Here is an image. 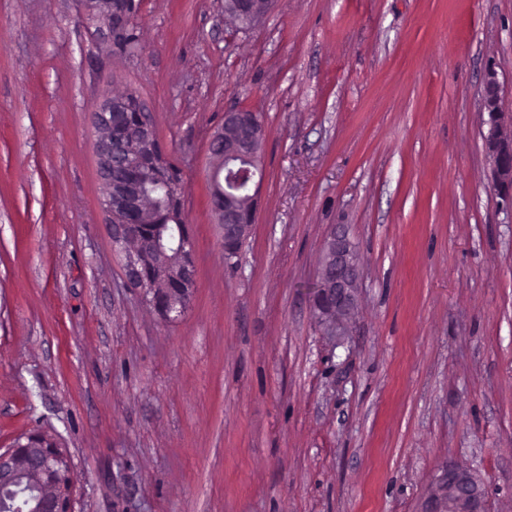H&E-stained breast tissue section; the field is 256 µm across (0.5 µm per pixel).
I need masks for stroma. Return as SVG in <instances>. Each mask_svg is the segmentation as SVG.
<instances>
[{
  "label": "stroma",
  "mask_w": 512,
  "mask_h": 512,
  "mask_svg": "<svg viewBox=\"0 0 512 512\" xmlns=\"http://www.w3.org/2000/svg\"><path fill=\"white\" fill-rule=\"evenodd\" d=\"M0 0V448L54 438L72 512H424L446 465L512 512V210L482 136L512 115V0ZM141 99L183 179L196 286L162 316L100 205L94 114ZM264 125L256 222L224 259L209 140ZM348 336L312 296L334 231ZM91 9L104 11L108 18L107 26L112 32L113 43L121 40L125 31L132 24L133 14L129 11L128 0H86ZM136 41L133 24L127 32L123 42L117 45V49L124 50L128 44ZM272 0H226L224 2V17L235 21L239 28L256 25L269 11ZM246 22V26H241ZM362 270L354 244L343 234L331 233L313 293L317 318L332 336H341L347 316L356 305Z\"/></svg>",
  "instance_id": "1"
}]
</instances>
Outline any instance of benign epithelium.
Wrapping results in <instances>:
<instances>
[{"label": "benign epithelium", "mask_w": 512, "mask_h": 512, "mask_svg": "<svg viewBox=\"0 0 512 512\" xmlns=\"http://www.w3.org/2000/svg\"><path fill=\"white\" fill-rule=\"evenodd\" d=\"M91 9L105 12L113 41L121 40L132 24L128 0H86ZM272 0H225L224 15L237 24L259 23ZM488 112L484 148L493 164V187L501 201L512 208V130L505 128L500 112L496 75L488 74L481 92ZM99 137L96 153L103 191L101 205L112 224L113 245L125 255V269L132 283L144 290L149 302L163 314L174 310L173 297L187 303L196 282L195 248L187 225L173 250L163 244L161 226L149 223L155 199L139 177L140 170L155 164L162 153L149 113L137 97L107 99L95 113ZM263 126L257 113L237 108L224 113V125L210 140L211 154L224 160V182L213 181L212 207L223 230L224 257L238 253L256 221L257 197L264 179L261 157ZM126 175L112 179V169ZM362 270L354 244L343 234L331 233L313 293L317 318L332 336L341 335L347 316L356 305ZM29 443L0 451V497L13 502L12 512H72L70 457L53 439L26 436ZM37 494L29 495L32 482ZM426 512H483L479 484L469 471L445 467L439 484L429 495Z\"/></svg>", "instance_id": "benign-epithelium-1"}]
</instances>
